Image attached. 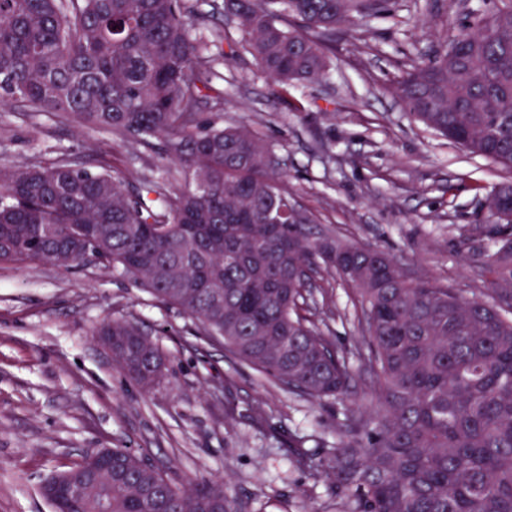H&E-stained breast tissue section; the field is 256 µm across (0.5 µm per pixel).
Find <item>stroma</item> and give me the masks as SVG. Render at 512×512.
Wrapping results in <instances>:
<instances>
[{"label": "stroma", "mask_w": 512, "mask_h": 512, "mask_svg": "<svg viewBox=\"0 0 512 512\" xmlns=\"http://www.w3.org/2000/svg\"><path fill=\"white\" fill-rule=\"evenodd\" d=\"M196 39L214 60L225 123L261 133L314 236L390 253L416 276L466 297L491 292L485 264L495 221L484 201L512 171L426 128L389 92L412 59L495 0H391L386 18L353 16L326 38L330 66L291 89L287 104L246 53L221 9L193 0ZM111 153L128 185L183 176L156 153L33 109H0V164ZM309 317L354 363L340 400L314 403L231 364L220 341L157 305L121 271L88 263L0 266V512H51L45 479L100 448H129L176 483L220 480L240 512H347L320 468L348 410L366 406L372 374L356 361L365 326L350 291L326 272L311 283ZM136 322L165 368L152 389L125 378L95 330ZM307 464H300L298 453Z\"/></svg>", "instance_id": "obj_1"}]
</instances>
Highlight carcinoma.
I'll return each instance as SVG.
<instances>
[{"mask_svg": "<svg viewBox=\"0 0 512 512\" xmlns=\"http://www.w3.org/2000/svg\"><path fill=\"white\" fill-rule=\"evenodd\" d=\"M247 52L288 105L320 79L323 36L389 0H224ZM187 0H0V106L21 103L160 147L185 184L175 198L144 178L134 191L112 155L0 166V264L87 259L123 273L156 303L218 336L231 360L313 402L350 387L347 357L306 316L321 264L356 294L361 360L376 374L369 417L354 411L322 468L350 512H512V181L487 197L500 221L487 263L494 296L465 298L409 276L376 248L314 237L270 145L223 111ZM417 121L512 170V0L474 12L391 86ZM114 367L150 389L157 344L135 323L97 329ZM44 496L54 512H237L214 481L177 485L127 448L88 456Z\"/></svg>", "mask_w": 512, "mask_h": 512, "instance_id": "carcinoma-1", "label": "carcinoma"}]
</instances>
